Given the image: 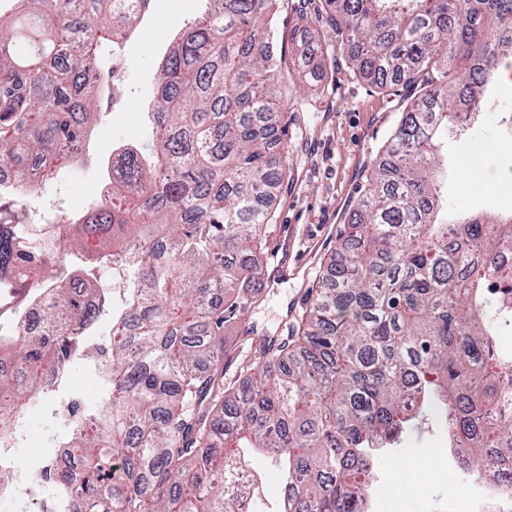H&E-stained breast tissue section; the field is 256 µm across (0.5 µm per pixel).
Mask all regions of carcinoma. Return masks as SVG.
Returning a JSON list of instances; mask_svg holds the SVG:
<instances>
[{
	"label": "carcinoma",
	"instance_id": "obj_1",
	"mask_svg": "<svg viewBox=\"0 0 512 512\" xmlns=\"http://www.w3.org/2000/svg\"><path fill=\"white\" fill-rule=\"evenodd\" d=\"M168 47L148 112L155 141L112 155V183L66 224H29L22 200L82 154L110 92L103 47L132 34L151 0H15L0 7V285L33 310L0 335V442L65 366L105 362L109 407L67 404L77 463L44 470L67 512H240L259 502L250 458H272L278 512H369L376 448L429 420L468 445L466 474L512 457V299L488 291L512 250V212L448 219V135L487 111L512 65V0H321L360 77L414 87L367 175L346 239L287 339H262L224 382V328L256 333V280L288 165L285 109L303 111L275 53V0H204ZM42 173L39 183L29 169ZM126 268L112 286L65 281L52 261ZM112 314L106 343L90 328ZM495 350L496 359L488 353ZM15 480L0 456V491Z\"/></svg>",
	"mask_w": 512,
	"mask_h": 512
}]
</instances>
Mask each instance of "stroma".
Instances as JSON below:
<instances>
[{"mask_svg":"<svg viewBox=\"0 0 512 512\" xmlns=\"http://www.w3.org/2000/svg\"><path fill=\"white\" fill-rule=\"evenodd\" d=\"M198 12L199 0H152L149 17L120 47L117 93L100 107L83 169L68 173L50 190L28 194L26 209L62 199L69 212L85 210L107 173L113 150L126 143H146L145 112L154 92V65L166 53L169 35ZM271 25L282 68L292 66L290 34L303 27L315 32V60L323 66L320 81L295 82L314 109L288 115V170L277 190L275 220L264 228L263 301L252 319L258 330L282 339L303 310L306 290L340 243L365 176L377 163L412 89L401 83L380 88L355 74L336 48L335 27L318 14L316 0H275ZM492 103V111L479 117L462 143L448 146V203L454 209L512 210V181L499 174L500 162L512 159V139L500 137L498 127L501 113L512 110V80L498 85ZM105 398L95 371L85 363H71L60 391L41 398L24 424V440L15 454L20 471H31L35 454L53 456L67 437L69 426L60 414L63 402L77 399L99 406ZM398 463L416 466L420 460L397 448L386 452L374 477L373 512H437L448 501L467 512L463 478L447 456H437L434 470L410 485L393 479Z\"/></svg>","mask_w":512,"mask_h":512,"instance_id":"1","label":"stroma"}]
</instances>
